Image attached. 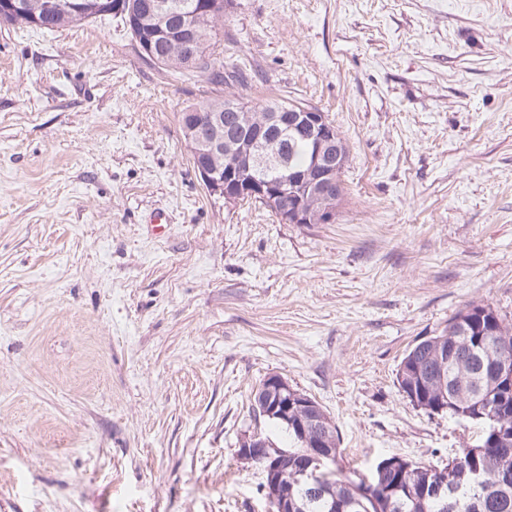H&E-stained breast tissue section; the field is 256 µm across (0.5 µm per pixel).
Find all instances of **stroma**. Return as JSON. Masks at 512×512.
Listing matches in <instances>:
<instances>
[{
    "instance_id": "obj_1",
    "label": "stroma",
    "mask_w": 512,
    "mask_h": 512,
    "mask_svg": "<svg viewBox=\"0 0 512 512\" xmlns=\"http://www.w3.org/2000/svg\"><path fill=\"white\" fill-rule=\"evenodd\" d=\"M224 46L344 138L332 224L226 203L177 114L202 77L120 22L0 24V512H269L252 433L271 374L338 466L447 461L479 425L414 407L417 339L469 303L512 322V0H233ZM169 211L154 231L151 213Z\"/></svg>"
}]
</instances>
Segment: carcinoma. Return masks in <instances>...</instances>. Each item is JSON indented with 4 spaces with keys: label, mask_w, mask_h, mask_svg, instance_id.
Instances as JSON below:
<instances>
[{
    "label": "carcinoma",
    "mask_w": 512,
    "mask_h": 512,
    "mask_svg": "<svg viewBox=\"0 0 512 512\" xmlns=\"http://www.w3.org/2000/svg\"><path fill=\"white\" fill-rule=\"evenodd\" d=\"M69 1L79 8L68 10L60 23L49 15L41 18L46 30H52L54 25H78L109 15L127 29L144 59L147 55L143 44L159 39L147 17L148 8L157 0H59L63 4ZM164 2L174 10V19L196 24L203 49L197 61L186 66L176 52V35L169 32L164 36L168 57L156 62V66L177 75L199 73L217 86L247 81L248 74L238 59L230 56L225 60L215 50L224 34L226 14L209 13L207 0ZM287 108L288 102L284 100L248 105L230 93L185 107L178 122L184 143L193 150L198 138L199 113L221 116L218 131H210L209 137L231 134L244 139L267 114ZM279 144L288 155L289 170L294 175H302L313 164L311 141L285 134ZM244 200L264 206L280 223L297 209L309 215V223H318V197L301 187L290 188L276 208L258 196L246 195ZM505 359L512 362V323L506 322L490 305L472 303L450 317L438 334L413 344L398 364L397 384L412 405L432 415H449L482 426L478 444L462 449L448 461L452 473L448 501L432 496L428 490L434 465L406 459L381 476L377 474L378 467L372 468L368 479L381 481L384 486L375 490L371 499L358 493L363 479L339 474L329 469L325 460L318 492L311 493L306 484L298 481L297 462L305 459L318 465L314 455L324 447H339L340 439L334 426L321 436L313 430L305 438L298 434L295 424L314 412L307 405H296L288 412L285 430L291 446L272 448L271 457L265 459L274 471L278 498L295 503V512H512V480L501 478L503 473L512 474V393L504 394L500 379Z\"/></svg>",
    "instance_id": "obj_1"
}]
</instances>
